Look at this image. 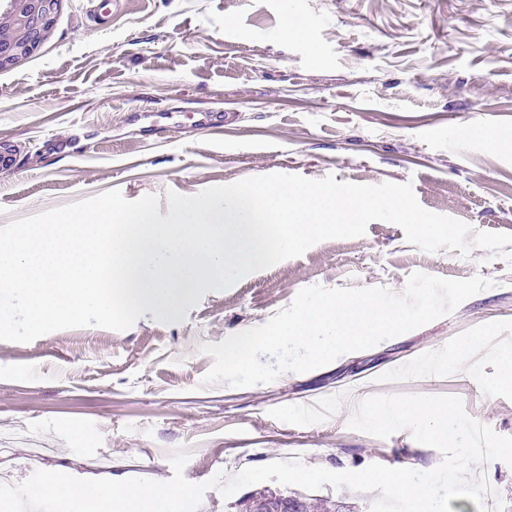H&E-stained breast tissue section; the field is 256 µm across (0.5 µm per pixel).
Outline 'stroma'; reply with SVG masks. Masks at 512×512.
Returning <instances> with one entry per match:
<instances>
[{
    "mask_svg": "<svg viewBox=\"0 0 512 512\" xmlns=\"http://www.w3.org/2000/svg\"><path fill=\"white\" fill-rule=\"evenodd\" d=\"M62 0L52 36L0 70V226L117 188L184 196L271 173L411 183L420 204L512 233V0H116L107 22ZM304 24L284 32L287 18ZM235 112L221 127L197 111ZM421 271L492 288L454 311L305 373L202 386L203 343L265 324L305 287L399 292ZM478 341L470 364L459 355ZM512 264L472 248L426 253L386 221L319 242L129 329L60 330L0 341V484L35 471L168 481L301 459L332 472L373 463L428 471L436 448L400 431L351 429L369 396H454L512 437Z\"/></svg>",
    "mask_w": 512,
    "mask_h": 512,
    "instance_id": "1",
    "label": "stroma"
}]
</instances>
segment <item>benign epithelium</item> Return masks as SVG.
I'll return each mask as SVG.
<instances>
[{
    "mask_svg": "<svg viewBox=\"0 0 512 512\" xmlns=\"http://www.w3.org/2000/svg\"><path fill=\"white\" fill-rule=\"evenodd\" d=\"M0 10V69L35 53L50 37L61 0H7ZM311 495L261 490L236 502L237 512H309Z\"/></svg>",
    "mask_w": 512,
    "mask_h": 512,
    "instance_id": "7a95c632",
    "label": "benign epithelium"
}]
</instances>
